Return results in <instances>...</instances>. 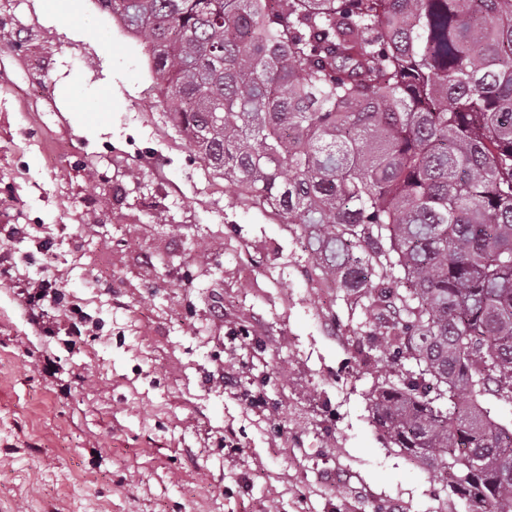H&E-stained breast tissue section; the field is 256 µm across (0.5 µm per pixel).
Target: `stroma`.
Returning a JSON list of instances; mask_svg holds the SVG:
<instances>
[{
  "instance_id": "obj_1",
  "label": "stroma",
  "mask_w": 512,
  "mask_h": 512,
  "mask_svg": "<svg viewBox=\"0 0 512 512\" xmlns=\"http://www.w3.org/2000/svg\"><path fill=\"white\" fill-rule=\"evenodd\" d=\"M67 4L0 0V224L103 329L64 347L0 287V512H461L371 422L398 367L361 305L178 136L144 44Z\"/></svg>"
}]
</instances>
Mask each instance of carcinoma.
<instances>
[{
	"mask_svg": "<svg viewBox=\"0 0 512 512\" xmlns=\"http://www.w3.org/2000/svg\"><path fill=\"white\" fill-rule=\"evenodd\" d=\"M97 3L179 135L363 302L403 366L369 398L386 446L512 512V428L481 401L512 400V0Z\"/></svg>",
	"mask_w": 512,
	"mask_h": 512,
	"instance_id": "carcinoma-1",
	"label": "carcinoma"
}]
</instances>
